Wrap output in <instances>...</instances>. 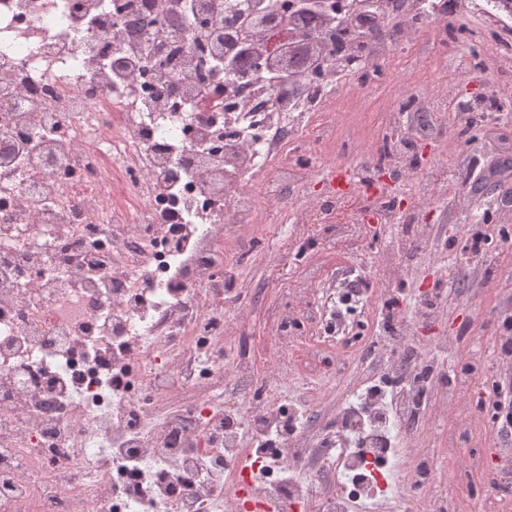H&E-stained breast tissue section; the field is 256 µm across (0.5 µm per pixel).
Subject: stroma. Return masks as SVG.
<instances>
[{
	"mask_svg": "<svg viewBox=\"0 0 512 512\" xmlns=\"http://www.w3.org/2000/svg\"><path fill=\"white\" fill-rule=\"evenodd\" d=\"M414 41L409 64L425 71L423 82L406 88L399 72L387 69L383 86L349 112L369 130L402 90L439 106L399 113L389 135L406 143L409 174L389 166L370 173L371 181L385 179L396 201L391 214L371 222L357 190L322 223L260 225L252 251L226 272L250 283L236 296L250 326L230 337L229 350L260 368L273 344L271 329L291 312L298 333L311 335L319 288L348 263L364 268L380 330H387L391 312L411 315L427 304L407 350L429 354L444 345L433 400L491 399L500 416L490 426L451 415L415 424L413 440L427 443L440 460L425 493L447 502V512H481L456 464L477 453L494 472L512 469V364L501 351L502 337L512 336V72L487 68L485 46L467 40L463 52L449 56L446 71L432 73V37L421 33ZM475 237L481 254L462 252ZM382 362L373 338L346 349L334 399Z\"/></svg>",
	"mask_w": 512,
	"mask_h": 512,
	"instance_id": "35a3bbf8",
	"label": "stroma"
}]
</instances>
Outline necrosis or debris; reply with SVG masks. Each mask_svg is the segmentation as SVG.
I'll return each mask as SVG.
<instances>
[{"label": "necrosis or debris", "mask_w": 512, "mask_h": 512, "mask_svg": "<svg viewBox=\"0 0 512 512\" xmlns=\"http://www.w3.org/2000/svg\"><path fill=\"white\" fill-rule=\"evenodd\" d=\"M125 2L0 0V512H233L254 451L268 474L247 512L286 496L295 512H446L422 496L433 455L402 451L404 406L433 413L431 363L389 360L349 389L332 430L306 439L299 412L278 454L262 450L290 394L330 392L340 360L325 353L365 312L357 271H336L305 377L279 337L247 393L224 396L250 372L224 345V272L259 224L295 209L313 165L332 166L345 101L412 52L393 0H282L290 17L316 13L306 63L270 83L273 29L253 26L224 44L258 68L244 85L215 75L220 112L174 105L193 94L184 73L213 76L198 19L151 0L133 20ZM99 15L121 34L107 48L86 24ZM177 202L203 222L166 221Z\"/></svg>", "instance_id": "obj_1"}]
</instances>
